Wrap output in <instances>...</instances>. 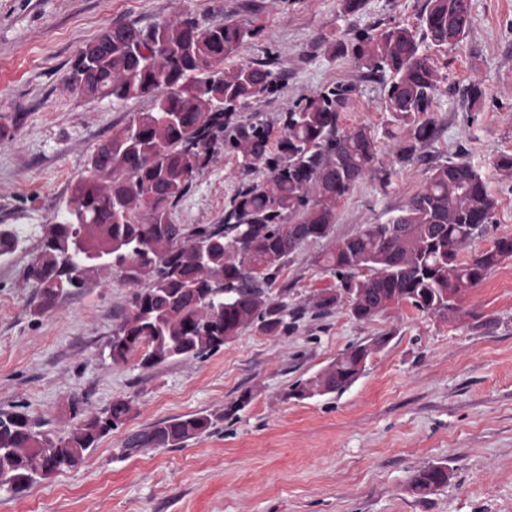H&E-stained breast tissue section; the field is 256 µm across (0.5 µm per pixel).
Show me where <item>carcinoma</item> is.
I'll list each match as a JSON object with an SVG mask.
<instances>
[{
  "mask_svg": "<svg viewBox=\"0 0 512 512\" xmlns=\"http://www.w3.org/2000/svg\"><path fill=\"white\" fill-rule=\"evenodd\" d=\"M472 24L471 0H425L418 23L357 35L352 47L323 39L334 56L347 50L365 75L384 88L393 140L391 160L364 124L344 126L341 113L356 87L336 84L296 103L271 143L258 111L283 81L267 63L240 60L261 28L226 19L201 27L182 13L148 26L115 24L78 51L66 78L70 93L114 104L150 97L153 107L98 146L89 176L70 189L56 220L42 225L40 248L28 268L41 304L82 287L91 272L115 270L133 289L130 309L107 342L114 363L138 360L150 368L169 360L207 356L249 328L276 336L290 327L288 304L271 295L288 260L310 240L331 237L336 205L365 179L390 183L395 165L428 164V177L399 214L334 242L319 258L341 288H357L349 305L370 321L392 305L409 304L443 320L462 315L459 299L508 257L512 237L469 259L462 253L475 231L493 223L495 200L481 172L463 156L429 161L422 148L441 129L430 112L442 93L440 58L458 46ZM241 156L248 182L221 224H176L173 209L208 166L216 147ZM260 171L262 177L250 175ZM27 241L16 224H0V256ZM320 315L336 310L329 291L313 296ZM362 349L352 347L321 373L289 388L307 399L344 392L356 379ZM133 410L118 397L99 416L66 436L37 431L28 415L0 412V488L24 492L39 479L80 467L85 453L123 424ZM213 425L209 415L178 416L129 435L127 454L143 448H181ZM448 483V470L415 472L410 488L430 494Z\"/></svg>",
  "mask_w": 512,
  "mask_h": 512,
  "instance_id": "1",
  "label": "carcinoma"
}]
</instances>
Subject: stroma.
<instances>
[{
  "instance_id": "35a3bbf8",
  "label": "stroma",
  "mask_w": 512,
  "mask_h": 512,
  "mask_svg": "<svg viewBox=\"0 0 512 512\" xmlns=\"http://www.w3.org/2000/svg\"><path fill=\"white\" fill-rule=\"evenodd\" d=\"M424 0H367L345 19L338 0H0V224L28 231L22 250L0 258V410H21L53 437L100 414L113 398L133 399L127 422L112 430L86 463L15 495L0 490V512H512V260L460 301L462 317L436 319L411 305L372 320L347 306L320 317L307 303L336 288L316 263L327 241L303 244L278 287L289 307H303L293 329L267 336L248 329L203 358L143 368L112 363L106 346L129 308L131 290L115 274L88 275L77 293L44 315L27 277L41 236L53 223L84 162L150 99L122 105L70 94L65 78L82 43L119 21L146 26L179 11L201 26L233 19L262 26L242 54L271 62L284 81L259 106L272 133L296 102L324 87L352 84L341 116L384 133L390 116L380 82L352 56L335 57L323 37L401 22L415 24ZM472 26L442 67L444 95L433 106L442 128L427 154L444 161L466 151L496 202L494 222L470 253L512 236V175L491 159L512 154V0H471ZM479 80L485 94L462 91ZM427 178L424 165L397 167L392 184L359 182L336 206L333 235L396 215ZM245 177L235 154L216 153L179 202V224H219ZM495 317L493 331L472 313ZM390 333L348 390L309 399L288 388L316 376L348 347ZM248 404L224 409L242 394ZM204 412L208 435L175 449L125 455L128 434L167 418ZM448 469V483L420 496L409 489L426 466Z\"/></svg>"
}]
</instances>
